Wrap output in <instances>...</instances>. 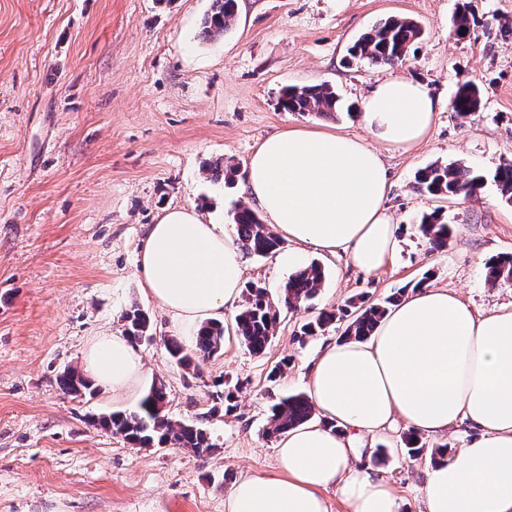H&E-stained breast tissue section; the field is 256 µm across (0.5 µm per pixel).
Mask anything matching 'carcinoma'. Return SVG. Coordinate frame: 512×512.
<instances>
[{"instance_id": "obj_1", "label": "carcinoma", "mask_w": 512, "mask_h": 512, "mask_svg": "<svg viewBox=\"0 0 512 512\" xmlns=\"http://www.w3.org/2000/svg\"><path fill=\"white\" fill-rule=\"evenodd\" d=\"M238 0H212V9L204 19V35L210 40L224 36L234 24ZM476 24L468 3L459 7L453 19V33L462 40L471 36ZM419 25L409 18L390 17L364 32L348 49L353 59L365 60L371 65L393 66L402 61V54L409 52L421 37ZM483 91L480 86L466 81L458 86L451 101V109L460 117H467L481 110ZM282 111L300 115L314 114L325 119L337 120L343 113L351 114L352 107H343L334 88L328 84L303 87L288 86L278 98ZM204 172L213 183L224 182L233 187L237 167L216 161ZM492 182L502 201L512 203V161H505L487 176L470 169L461 161H435L419 169L414 176L413 188L432 198L456 200L476 196L487 182ZM238 245L247 254L266 257L275 252L281 243L279 237L261 220L252 208L241 204L232 217ZM420 231L429 244V250L439 251L448 246L451 229L443 213L435 209L422 215ZM486 280L491 284L512 281V254L496 256L485 266ZM325 280L323 267L310 262L306 267L288 277L277 297H272L267 288L251 284L245 288L244 304L237 316V335L241 344L254 356L265 353L277 334L279 309H297L314 300ZM419 280L412 286L399 288L383 301H372L363 296L348 302V309L338 316L332 312H321L300 328L303 336H315L336 321L347 320L341 337L364 340L372 335L388 308L409 291L422 286ZM124 333L138 343L153 338V326L147 312L134 303L122 315ZM224 322L207 321L197 331L193 349L189 350L178 339L164 341L173 362L184 370L198 371L201 365L217 356L224 346ZM60 390L70 395L93 394L95 388L78 370L68 367L56 377ZM213 406L197 421L175 420L166 413L167 392L163 384H153L141 399L137 410L111 412L100 415L94 424L126 443L138 448L167 447L184 448L197 455H209L217 450L203 421L222 412L229 415L237 408L236 396L222 389V383L214 385L210 394ZM314 408L304 394H293L280 399L273 407L268 437L301 426L313 419Z\"/></svg>"}]
</instances>
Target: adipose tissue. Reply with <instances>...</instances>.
I'll return each mask as SVG.
<instances>
[{
    "instance_id": "1",
    "label": "adipose tissue",
    "mask_w": 512,
    "mask_h": 512,
    "mask_svg": "<svg viewBox=\"0 0 512 512\" xmlns=\"http://www.w3.org/2000/svg\"><path fill=\"white\" fill-rule=\"evenodd\" d=\"M439 106L420 81L396 76L363 96L361 121L374 140L405 152L426 137ZM390 186L380 154L363 140L289 127L253 152L244 188L289 242L276 256L280 268L305 267L312 248L346 253L355 268L373 274L398 250ZM137 268L177 327L192 332L238 308L239 247L195 209L168 210L148 227ZM82 367L117 406L146 375L122 334L93 341ZM305 386L321 421L283 434L276 448L281 475L240 478L226 512H330L323 496L329 489L348 512H401V500L356 451L359 441L397 422L433 440L459 422L479 432L428 463L420 512H512V310L478 317L448 289H417L368 339L320 346Z\"/></svg>"
}]
</instances>
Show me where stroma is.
Returning a JSON list of instances; mask_svg holds the SVG:
<instances>
[{
    "label": "stroma",
    "mask_w": 512,
    "mask_h": 512,
    "mask_svg": "<svg viewBox=\"0 0 512 512\" xmlns=\"http://www.w3.org/2000/svg\"><path fill=\"white\" fill-rule=\"evenodd\" d=\"M469 2L477 24L464 41L451 24L460 0H238L232 29L210 41L201 27L211 0H0V512H225L233 480L280 475L277 440L264 433L271 397L304 392L319 342L340 336L332 325L300 339L306 319L420 280L456 291L478 316L512 309V281L484 278L489 259L512 254V205L493 185L446 204L444 251L429 252L416 226L435 206L413 188L418 169L459 159L490 172L512 160V0ZM391 16L424 30L406 59L349 61L350 45ZM393 75L421 81L441 105L424 142L384 155L394 261L366 275L346 254L311 252L326 272L321 292L311 307L281 309L265 355L232 336L200 373L178 369L164 340L182 332L146 295L136 268L148 226L182 206L230 224L243 185L213 184L205 167L221 160L245 169L282 128L365 136L356 116L280 111L283 87L327 83L356 104ZM467 80L485 97L464 120L450 101ZM134 303L155 338L138 346L148 374L125 410L159 381L170 416L192 420L211 406L216 381L230 383L237 412L206 424L216 453L133 447L90 423L111 412V392L58 388L57 374L80 368L94 337L122 331ZM283 359L287 369L270 382ZM406 432L401 423L382 431L370 462L402 512H420L427 461L408 458Z\"/></svg>",
    "instance_id": "1"
}]
</instances>
